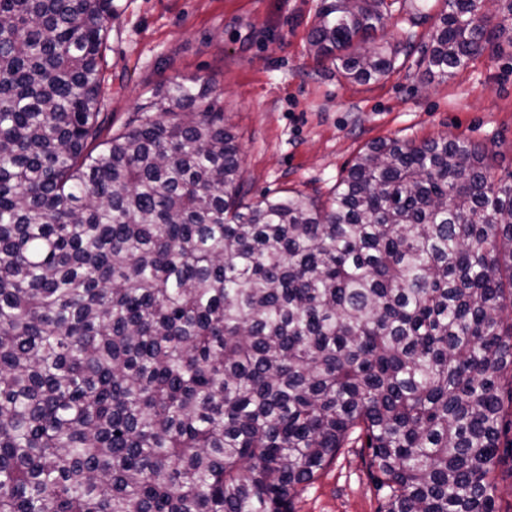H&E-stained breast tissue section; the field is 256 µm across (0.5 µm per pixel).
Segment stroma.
<instances>
[{"mask_svg": "<svg viewBox=\"0 0 512 512\" xmlns=\"http://www.w3.org/2000/svg\"><path fill=\"white\" fill-rule=\"evenodd\" d=\"M321 0H122L109 33L104 110L113 129L173 81L206 86L241 147L251 198L298 191L328 202L368 144L461 137L485 146L495 179L512 181V48L452 77L415 58L361 84L316 58ZM367 451L345 448L295 498V512H378Z\"/></svg>", "mask_w": 512, "mask_h": 512, "instance_id": "1", "label": "stroma"}]
</instances>
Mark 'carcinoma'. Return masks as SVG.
I'll list each match as a JSON object with an SVG mask.
<instances>
[{
    "label": "carcinoma",
    "instance_id": "obj_1",
    "mask_svg": "<svg viewBox=\"0 0 512 512\" xmlns=\"http://www.w3.org/2000/svg\"><path fill=\"white\" fill-rule=\"evenodd\" d=\"M398 0H322L309 39L368 83ZM450 77L512 47V0L415 6ZM117 0H0V512H294L342 448L380 512H496L512 461V181L489 151L378 141L321 206L248 202L208 89L124 129Z\"/></svg>",
    "mask_w": 512,
    "mask_h": 512
}]
</instances>
